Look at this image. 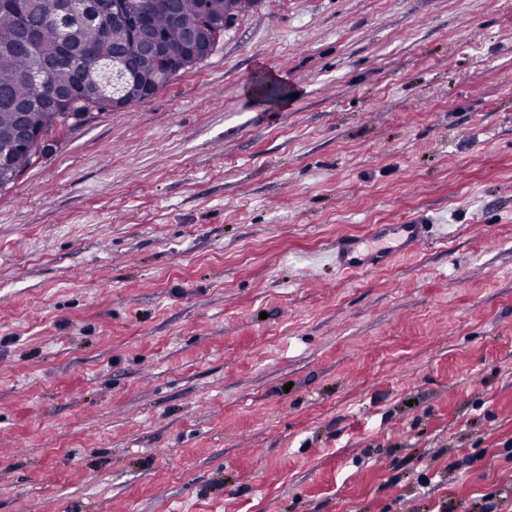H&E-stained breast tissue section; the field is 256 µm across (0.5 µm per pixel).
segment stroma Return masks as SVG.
Here are the masks:
<instances>
[{
  "label": "stroma",
  "instance_id": "35a3bbf8",
  "mask_svg": "<svg viewBox=\"0 0 512 512\" xmlns=\"http://www.w3.org/2000/svg\"><path fill=\"white\" fill-rule=\"evenodd\" d=\"M418 214L392 266L325 252ZM511 487L512 0H258L0 189V512Z\"/></svg>",
  "mask_w": 512,
  "mask_h": 512
}]
</instances>
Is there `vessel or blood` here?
I'll use <instances>...</instances> for the list:
<instances>
[{
  "mask_svg": "<svg viewBox=\"0 0 512 512\" xmlns=\"http://www.w3.org/2000/svg\"><path fill=\"white\" fill-rule=\"evenodd\" d=\"M375 240H391L395 249L376 250L366 246L363 240L349 237L338 238L332 256L340 272L350 273L362 269H376L394 257L395 253H406L424 246L429 236L421 217L415 216L402 224H384L371 234Z\"/></svg>",
  "mask_w": 512,
  "mask_h": 512,
  "instance_id": "vessel-or-blood-1",
  "label": "vessel or blood"
}]
</instances>
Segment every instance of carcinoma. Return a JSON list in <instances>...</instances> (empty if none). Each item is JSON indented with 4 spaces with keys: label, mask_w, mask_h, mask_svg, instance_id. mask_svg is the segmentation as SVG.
I'll list each match as a JSON object with an SVG mask.
<instances>
[{
    "label": "carcinoma",
    "mask_w": 512,
    "mask_h": 512,
    "mask_svg": "<svg viewBox=\"0 0 512 512\" xmlns=\"http://www.w3.org/2000/svg\"><path fill=\"white\" fill-rule=\"evenodd\" d=\"M116 2L127 17L146 19L167 49L178 54L185 50L186 27L198 23L202 13H208L214 21L205 32V39L214 47L224 33V13L229 6L246 14L256 0H179L176 18L161 6L164 0ZM28 25L36 38L37 50L33 54L15 52L13 47L20 38L18 26L10 15L0 12V188L13 184L38 161V149H47L64 131L83 124L89 114L112 110L102 96V61L112 59V50L117 46L129 51L135 46L133 29L125 23L112 22L110 38L103 39L99 25L85 17L78 3L65 24L48 8L36 7L28 14ZM65 43L81 60L78 73L42 71L41 60L55 57ZM164 65L162 60L141 63L135 77L136 98L160 90L157 81ZM19 103L28 105L25 121L34 136L25 145L15 144Z\"/></svg>",
    "instance_id": "cac0c4a2"
}]
</instances>
